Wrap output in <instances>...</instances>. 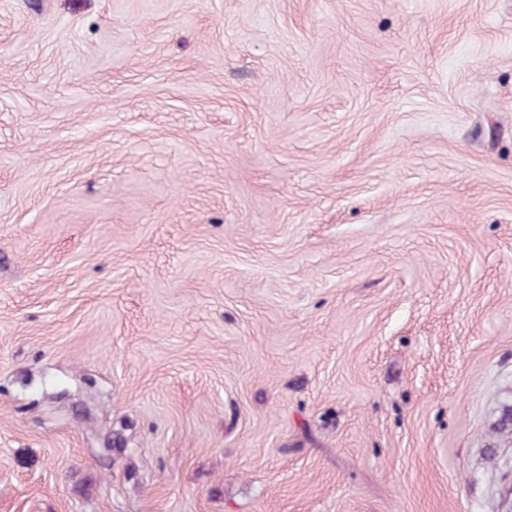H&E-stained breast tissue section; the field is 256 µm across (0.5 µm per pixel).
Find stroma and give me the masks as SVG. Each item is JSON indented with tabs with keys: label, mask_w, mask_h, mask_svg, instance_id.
I'll use <instances>...</instances> for the list:
<instances>
[{
	"label": "stroma",
	"mask_w": 512,
	"mask_h": 512,
	"mask_svg": "<svg viewBox=\"0 0 512 512\" xmlns=\"http://www.w3.org/2000/svg\"><path fill=\"white\" fill-rule=\"evenodd\" d=\"M512 0H0V512H512Z\"/></svg>",
	"instance_id": "stroma-1"
}]
</instances>
